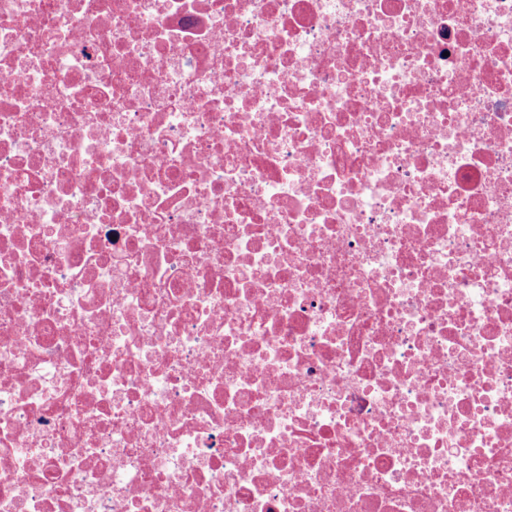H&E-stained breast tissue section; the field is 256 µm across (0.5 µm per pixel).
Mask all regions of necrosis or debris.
<instances>
[{"label": "necrosis or debris", "instance_id": "4bbe7bcc", "mask_svg": "<svg viewBox=\"0 0 512 512\" xmlns=\"http://www.w3.org/2000/svg\"><path fill=\"white\" fill-rule=\"evenodd\" d=\"M0 512H512V0H0Z\"/></svg>", "mask_w": 512, "mask_h": 512}]
</instances>
